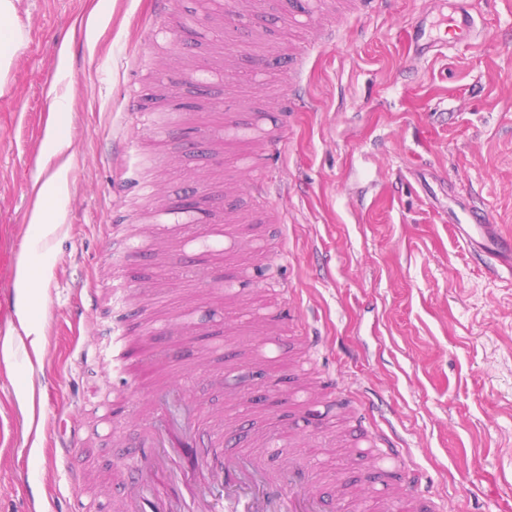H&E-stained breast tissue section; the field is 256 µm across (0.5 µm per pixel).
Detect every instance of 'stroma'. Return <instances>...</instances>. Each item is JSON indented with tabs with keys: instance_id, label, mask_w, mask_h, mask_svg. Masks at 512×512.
Returning <instances> with one entry per match:
<instances>
[{
	"instance_id": "1",
	"label": "stroma",
	"mask_w": 512,
	"mask_h": 512,
	"mask_svg": "<svg viewBox=\"0 0 512 512\" xmlns=\"http://www.w3.org/2000/svg\"><path fill=\"white\" fill-rule=\"evenodd\" d=\"M474 3L482 43L459 41L419 59L408 26L420 18L430 38L443 37L450 0H391L371 19H344L305 74L312 110L288 120L279 161L287 196L265 206L244 191L228 206L224 178L250 174L243 141H226L223 166L209 163L224 115L261 133L277 129L266 103L287 88L281 58L314 17L292 25L280 0H259L263 34L243 23L223 34L215 24L224 0H173L194 31L185 42L155 16L154 0H19L27 38L0 96V290L16 293L14 307L0 311V512H28L17 491L23 478L70 508L68 462L50 439L60 423L94 421V404L123 387L99 355L113 322L127 325L132 361L143 334L167 348L169 326L185 314L197 334L170 379L225 411V387L250 378L232 447L277 424L338 425L335 404L288 397L292 364L307 352L308 368L332 378L339 397L389 403L423 486L452 512H512V275L489 274L449 222L478 202L494 231L512 234V0ZM220 37L254 68L252 83L228 86L214 53ZM259 59L266 67L255 68ZM161 87L193 104L175 112L181 132L137 131L133 107L153 111L149 97ZM56 109L69 115L60 154L50 149ZM190 129L200 138L188 140ZM124 135L154 158L168 205L196 199L194 227L227 206L243 217L233 236L172 241L200 271V289L213 290L206 304L170 283L149 240L112 232L118 221H144L142 200L112 205L125 161L110 147ZM55 173L65 189L43 200ZM44 201L55 221L40 226L31 217ZM116 258L128 285L151 283L141 301L124 306L105 291L102 276ZM22 267L38 271L37 293L18 281ZM262 279L269 290L260 296ZM92 295L98 305H87ZM284 295L305 309L311 345L286 332L247 364L240 350L262 347L251 316L276 313ZM138 420L102 424L86 463L111 477L135 446Z\"/></svg>"
}]
</instances>
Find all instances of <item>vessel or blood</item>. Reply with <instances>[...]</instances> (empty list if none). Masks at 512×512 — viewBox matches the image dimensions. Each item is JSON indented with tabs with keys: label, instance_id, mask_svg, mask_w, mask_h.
Returning <instances> with one entry per match:
<instances>
[{
	"label": "vessel or blood",
	"instance_id": "vessel-or-blood-1",
	"mask_svg": "<svg viewBox=\"0 0 512 512\" xmlns=\"http://www.w3.org/2000/svg\"><path fill=\"white\" fill-rule=\"evenodd\" d=\"M387 3L322 0L319 37L298 41L289 51L288 97L276 105L281 115H288L290 108L305 107L300 81L306 63L321 43L335 39L339 17L351 11L371 16ZM226 5L229 21L245 18L257 27L265 23L252 0H226ZM468 5L469 0H457L453 23L469 42L476 43L483 34ZM281 144L277 134L253 142L247 166L270 197L285 187L274 173ZM112 192L119 197L132 194L153 205L159 202L156 177L138 170L120 176ZM461 222L460 237L476 258L492 269L506 265L512 273V235H490V216L479 205L470 206ZM179 360L178 347L171 346L139 363L118 365V373L130 385L129 390L120 391V398L129 399L134 390L143 392L149 414L141 424L135 455L113 471L110 481H103L82 459L92 430L79 425L65 429L60 446L70 464L71 492L79 512H97L98 498L115 493L121 497L122 512H415L419 501L427 498L419 468L398 448L396 438L382 432L355 437L354 453L368 456L371 469L352 489L344 479H337L332 501L323 495L324 474L316 467L301 459L279 468L269 464L277 442L306 448L309 436L283 431L275 438L257 436L248 448L226 449L233 417L211 412L197 404L187 388L163 378V371Z\"/></svg>",
	"mask_w": 512,
	"mask_h": 512
}]
</instances>
